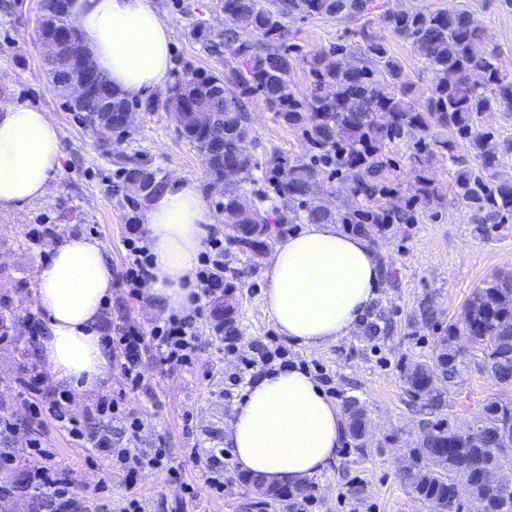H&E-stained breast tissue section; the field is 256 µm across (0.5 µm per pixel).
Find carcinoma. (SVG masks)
<instances>
[{"mask_svg":"<svg viewBox=\"0 0 512 512\" xmlns=\"http://www.w3.org/2000/svg\"><path fill=\"white\" fill-rule=\"evenodd\" d=\"M374 0H224L227 24L217 31L189 19L188 37L223 69L200 71L185 64L165 95L131 101L112 90V108L134 107L151 114L180 111L193 103L207 120L191 124L179 136L201 156L208 184L224 183V224L230 229L224 251L255 254L271 247L269 212L278 224H343L373 242L391 224H415L419 215L438 217L448 200L430 172L431 160L446 156L458 166L453 203L473 214L477 224L512 220V182L493 176L500 164L502 143L482 127L486 112L512 115V74L499 66V50L486 29L476 24L464 4L448 9L410 12L387 8L377 21L369 19ZM321 17L356 23L355 40L337 41L326 49L296 57L288 21ZM387 29L408 42L422 63L427 86L418 103L401 62L374 29ZM247 29L256 39H239ZM308 72L309 86L301 92L290 80L296 64ZM260 101L274 119L297 129L311 156L305 161L272 153L264 166L238 149L248 137V106ZM468 144L480 161L473 169L455 154ZM405 145L413 191L406 193L388 177L391 149ZM122 184L140 185V199L149 200L165 181L139 157L116 155ZM261 170L257 179L253 170ZM323 176L336 178L355 203L331 211L315 197L312 187ZM419 323L441 328L438 312L427 304L416 315ZM469 330L481 346L482 366L500 384L512 383V274L487 282L472 294L458 320L437 337L436 354L415 362L405 374L410 395L432 413L447 407L444 389L468 368L467 355L454 346L453 336ZM453 424L440 419L424 433L419 452L422 467L403 472L409 492L432 512L459 505L461 492L487 489L494 468L512 470V422L495 398L486 400L473 421L483 463L481 482L466 479L465 461L448 450Z\"/></svg>","mask_w":512,"mask_h":512,"instance_id":"obj_1","label":"carcinoma"}]
</instances>
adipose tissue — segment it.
I'll use <instances>...</instances> for the list:
<instances>
[{
  "label": "adipose tissue",
  "mask_w": 512,
  "mask_h": 512,
  "mask_svg": "<svg viewBox=\"0 0 512 512\" xmlns=\"http://www.w3.org/2000/svg\"><path fill=\"white\" fill-rule=\"evenodd\" d=\"M67 13L97 65L125 96L142 99L166 85L170 35L151 0H68ZM62 157L50 113L0 104V211L43 199ZM215 221L196 182H171L151 199L144 224L153 266L144 293L156 309L192 311V275ZM49 251L35 291L44 315L39 364L78 398L112 372V351L100 333L102 311L112 298V264L104 244L84 234L61 236ZM382 275L365 238L344 234L335 224H308L271 254L264 304L284 336L318 349L357 328L378 296ZM346 435L345 417L312 374L275 366L257 371L246 386L226 446L247 475L270 486H300L335 462Z\"/></svg>",
  "instance_id": "adipose-tissue-1"
}]
</instances>
